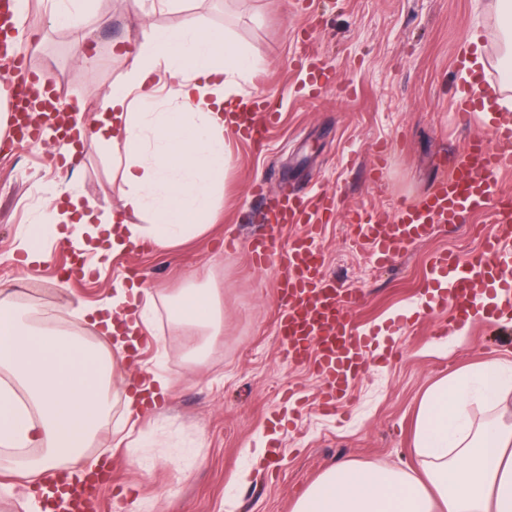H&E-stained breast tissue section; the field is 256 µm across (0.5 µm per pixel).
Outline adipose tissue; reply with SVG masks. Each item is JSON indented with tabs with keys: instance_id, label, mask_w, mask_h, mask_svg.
<instances>
[{
	"instance_id": "obj_1",
	"label": "adipose tissue",
	"mask_w": 512,
	"mask_h": 512,
	"mask_svg": "<svg viewBox=\"0 0 512 512\" xmlns=\"http://www.w3.org/2000/svg\"><path fill=\"white\" fill-rule=\"evenodd\" d=\"M258 65L202 19L143 32L125 81L87 122L85 147L122 145L112 162L125 205L150 215V223L87 211L75 195L63 207L51 198L45 224L18 235L25 264L45 262L47 243L59 240L82 249L97 240L96 253L104 256L146 243L163 249L205 233L228 164L224 110L244 97L242 83ZM161 87L177 111H157ZM161 304L173 330L197 338L186 360L203 363L224 328L220 294L211 285L191 281L157 293L116 282L112 300L94 311L96 324L113 336L109 351L58 330L15 293L0 291V454L9 457L13 475L32 482L91 467L89 449L109 400L142 418L145 400L116 370L113 354L154 337ZM511 406L510 364L492 360L442 379L416 417L418 469L340 462L305 489L293 512H512V423L504 420Z\"/></svg>"
}]
</instances>
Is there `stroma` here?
Wrapping results in <instances>:
<instances>
[{
  "instance_id": "1",
  "label": "stroma",
  "mask_w": 512,
  "mask_h": 512,
  "mask_svg": "<svg viewBox=\"0 0 512 512\" xmlns=\"http://www.w3.org/2000/svg\"><path fill=\"white\" fill-rule=\"evenodd\" d=\"M48 7V0H33L19 37L32 66L56 80L64 105L80 100L85 113L99 111L113 86L123 83L143 29L202 17L259 60L243 89L274 99L280 114L260 149L225 131L230 163L218 194L220 216L207 235L166 251L112 256L100 276L81 287L59 274L72 259L71 242H55L48 260L31 266L14 247L21 225L40 224L46 199L58 192L79 194L86 209L121 211L128 223H147V215L124 211L111 156L83 152L64 170L47 141L37 152L0 160V289L26 290L59 328L76 326L110 345V337L79 322L76 312L104 305L120 279L166 292L192 277L220 290L224 334L203 364L184 360L191 339L172 331L163 313L160 339L126 368L137 377L164 355L163 373L173 383L165 408L150 423L128 422L119 435L117 403L99 425L90 453L107 458L126 494L123 512H292L302 491L336 462L410 463L415 414L434 382L488 360L512 364L511 325L477 319L459 329L450 308L429 307L423 288L428 256L475 249L476 231L490 226L489 217L438 227L383 270L354 244L349 223L356 209L389 213L396 200L420 196L468 140L487 133L482 113L461 118L452 100L464 90L460 65L471 36H478L491 73L501 71L496 0H179L139 21L130 18L126 0H92L81 32L54 27ZM81 35L90 48L88 65L71 53ZM306 44L331 77L330 87L313 98L297 64ZM346 86L355 96L342 95ZM381 144L390 149V164L374 182L367 171ZM260 176L274 192L288 186L334 193L337 210L317 240L326 272L357 293L352 317L384 344L400 347L394 360L369 361L332 415L319 409V377L283 358L276 273L254 269L245 247L258 234L286 240L304 231L299 224L239 221L254 204L250 187ZM229 235L238 239L232 250L224 247ZM291 388L301 390L304 409L291 412L282 404ZM144 429L155 434V447L128 455L127 445ZM260 445L266 456L253 457Z\"/></svg>"
}]
</instances>
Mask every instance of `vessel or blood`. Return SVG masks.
<instances>
[{
    "label": "vessel or blood",
    "mask_w": 512,
    "mask_h": 512,
    "mask_svg": "<svg viewBox=\"0 0 512 512\" xmlns=\"http://www.w3.org/2000/svg\"><path fill=\"white\" fill-rule=\"evenodd\" d=\"M13 15L14 0H0V68L14 72L16 78L11 142L36 148L41 144V128L31 120L29 98L44 96L45 117L53 123L67 126L73 117L60 111L62 95L55 82L30 67L28 54L14 35ZM299 62L309 69L316 89L328 86L329 77L316 53L303 51ZM496 97V82L483 77L465 89L455 109L479 112ZM274 117L270 102L255 98L243 111L233 113L230 128L260 147ZM509 164L512 126L493 124L489 138L468 141L423 196L400 199L393 216L373 209L354 211L350 222L356 243L382 267L426 239L435 225L458 224L471 213H493L495 222L478 250L463 257L444 252L431 258L427 285L435 290L436 305L452 307L462 322L486 305L500 315L512 312V192L500 189L497 182L498 172ZM252 194L260 204L255 220L308 227L306 233L285 243L273 235L250 238L248 251L255 267L277 273L276 335L284 357L320 376L325 385L322 405L333 408L347 396L351 379L364 371L370 347L368 334L348 313L354 296L326 275L323 254L315 243V232L330 221L336 198L326 191L273 196L260 180L253 183ZM97 481L93 475L82 486L67 487L64 512H102Z\"/></svg>",
    "instance_id": "obj_1"
}]
</instances>
